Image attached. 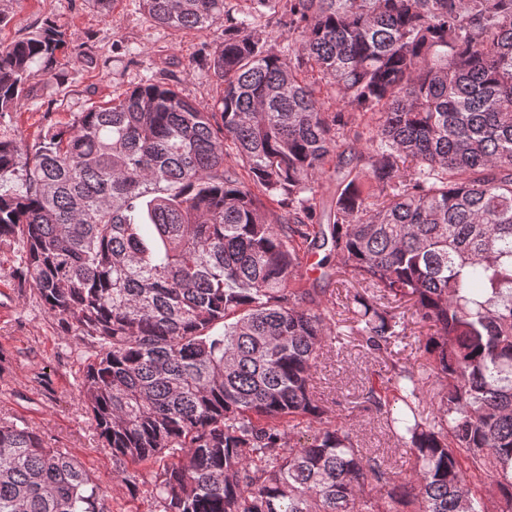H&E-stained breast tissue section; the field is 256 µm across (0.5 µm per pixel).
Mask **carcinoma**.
<instances>
[{
    "mask_svg": "<svg viewBox=\"0 0 512 512\" xmlns=\"http://www.w3.org/2000/svg\"><path fill=\"white\" fill-rule=\"evenodd\" d=\"M139 3L174 32L228 22L212 105L147 77L31 146L0 133V254L75 343L131 499L512 512V0H245L240 18L226 0ZM266 13L288 54L254 30ZM73 53L55 18L1 43L0 116ZM323 249L358 287L341 320L306 287ZM346 323L384 360L363 403L409 474L313 391ZM411 324L427 330L417 366L392 354ZM0 512L112 508L69 449L1 417Z\"/></svg>",
    "mask_w": 512,
    "mask_h": 512,
    "instance_id": "1",
    "label": "carcinoma"
}]
</instances>
